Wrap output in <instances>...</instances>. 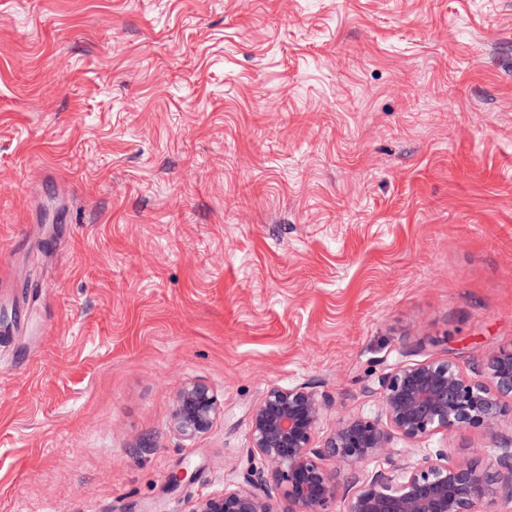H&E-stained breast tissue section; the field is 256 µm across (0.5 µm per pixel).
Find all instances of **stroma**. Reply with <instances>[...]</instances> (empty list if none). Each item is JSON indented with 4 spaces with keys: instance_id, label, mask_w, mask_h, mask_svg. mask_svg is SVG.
I'll use <instances>...</instances> for the list:
<instances>
[{
    "instance_id": "obj_1",
    "label": "stroma",
    "mask_w": 512,
    "mask_h": 512,
    "mask_svg": "<svg viewBox=\"0 0 512 512\" xmlns=\"http://www.w3.org/2000/svg\"><path fill=\"white\" fill-rule=\"evenodd\" d=\"M0 311V512H192L273 385L325 433L402 364L487 381L512 0H0ZM426 446L493 470L512 421ZM224 413L217 393L202 383H187L179 391L172 411V425L187 439L207 434Z\"/></svg>"
}]
</instances>
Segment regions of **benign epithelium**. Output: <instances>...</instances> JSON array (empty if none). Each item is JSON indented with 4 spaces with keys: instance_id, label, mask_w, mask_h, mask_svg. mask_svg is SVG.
Listing matches in <instances>:
<instances>
[{
    "instance_id": "7a95c632",
    "label": "benign epithelium",
    "mask_w": 512,
    "mask_h": 512,
    "mask_svg": "<svg viewBox=\"0 0 512 512\" xmlns=\"http://www.w3.org/2000/svg\"><path fill=\"white\" fill-rule=\"evenodd\" d=\"M488 369L486 384L448 361L400 366L381 381L377 415L343 416L319 444L325 407L317 394L305 386H272L249 412L256 455L243 481L200 498L192 512H331L339 471L325 463L328 458L348 466L375 459L389 464L350 482L347 512H483L493 485L512 486V448L499 449V469L492 472L452 459L446 448L424 454L418 444L466 428L493 434L512 420V346L493 354ZM223 413L217 393L194 382L179 391L171 420L192 440L207 434ZM396 435L411 447L394 446ZM274 490L284 502L279 510Z\"/></svg>"
}]
</instances>
